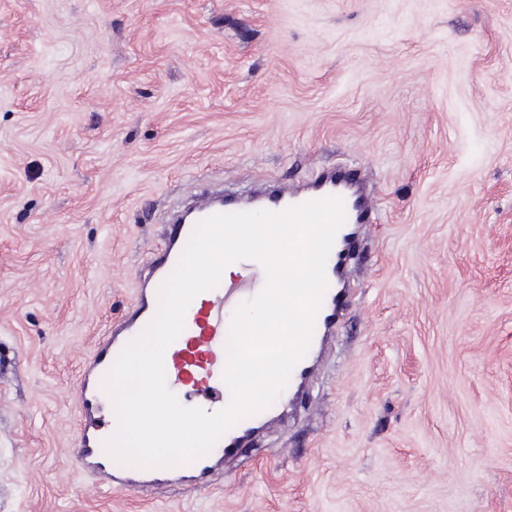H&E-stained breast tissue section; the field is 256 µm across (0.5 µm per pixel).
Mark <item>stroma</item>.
<instances>
[{
  "mask_svg": "<svg viewBox=\"0 0 512 512\" xmlns=\"http://www.w3.org/2000/svg\"><path fill=\"white\" fill-rule=\"evenodd\" d=\"M366 168L298 419L86 491L71 399L170 211ZM0 512H512V0H0Z\"/></svg>",
  "mask_w": 512,
  "mask_h": 512,
  "instance_id": "obj_1",
  "label": "stroma"
}]
</instances>
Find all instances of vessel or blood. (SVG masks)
Returning <instances> with one entry per match:
<instances>
[{"label":"vessel or blood","mask_w":512,"mask_h":512,"mask_svg":"<svg viewBox=\"0 0 512 512\" xmlns=\"http://www.w3.org/2000/svg\"><path fill=\"white\" fill-rule=\"evenodd\" d=\"M335 196L342 200L346 214L336 233L326 262L328 287L314 318V330L306 355L295 365L290 380L294 393L288 401H275L259 412L234 424L204 456L171 468H139L122 465L103 449V422L109 411L102 378L120 352L141 334L156 313L158 290L176 267L197 222L217 214L257 210L282 211L289 206ZM374 208L373 197L363 174L356 168L322 170L307 183L256 189L248 198L233 194L207 196L193 206L190 215L171 224L161 250L140 276L132 307L95 345L85 360L75 401L79 416L77 456L80 469L92 489L108 487L142 496L168 485L206 491L224 475V462L250 443L255 435L275 427L290 406L300 402L312 376L323 336L329 335L345 309V262L355 244L354 228L367 223ZM255 290L249 279H238L198 294L188 306L184 329L164 355L166 382L170 391L193 394L200 408L214 413L226 408L231 392L224 380L227 363L225 343L230 326L227 310Z\"/></svg>","instance_id":"obj_1"}]
</instances>
